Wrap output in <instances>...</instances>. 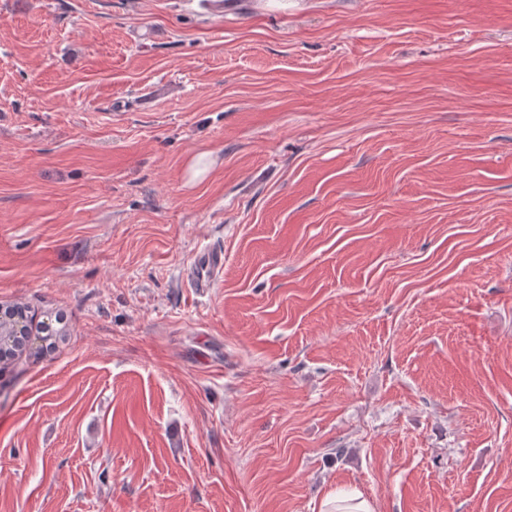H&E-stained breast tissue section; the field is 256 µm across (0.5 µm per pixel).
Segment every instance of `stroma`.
<instances>
[{
  "label": "stroma",
  "mask_w": 512,
  "mask_h": 512,
  "mask_svg": "<svg viewBox=\"0 0 512 512\" xmlns=\"http://www.w3.org/2000/svg\"><path fill=\"white\" fill-rule=\"evenodd\" d=\"M232 2L0 0V512H512V0ZM224 272V250L215 246H204L195 251L187 273V282L199 294L213 288ZM324 505L331 509L324 512H373L370 502L355 492L336 491L326 498Z\"/></svg>",
  "instance_id": "1"
}]
</instances>
